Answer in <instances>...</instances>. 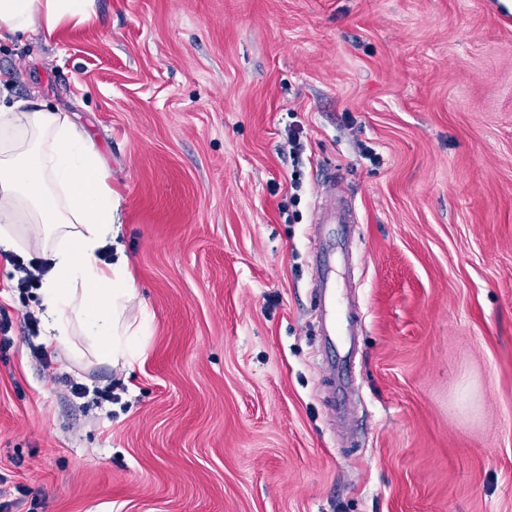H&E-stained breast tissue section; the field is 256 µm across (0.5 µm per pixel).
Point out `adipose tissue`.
Listing matches in <instances>:
<instances>
[{
    "label": "adipose tissue",
    "mask_w": 512,
    "mask_h": 512,
    "mask_svg": "<svg viewBox=\"0 0 512 512\" xmlns=\"http://www.w3.org/2000/svg\"><path fill=\"white\" fill-rule=\"evenodd\" d=\"M94 0H0V40L95 20ZM120 200L92 138L66 113L0 95V257L35 249L49 261L41 289L48 344L87 341L98 361L132 368L146 324L126 317L135 296L129 262H100L116 244Z\"/></svg>",
    "instance_id": "obj_1"
}]
</instances>
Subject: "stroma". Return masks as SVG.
<instances>
[{
	"label": "stroma",
	"mask_w": 512,
	"mask_h": 512,
	"mask_svg": "<svg viewBox=\"0 0 512 512\" xmlns=\"http://www.w3.org/2000/svg\"><path fill=\"white\" fill-rule=\"evenodd\" d=\"M0 42L121 198L133 368L51 349L0 261V512H512V23L499 0H95ZM300 131L301 164L288 155ZM360 224L356 436L331 432L308 247ZM91 394L73 398L66 379ZM112 387L115 401L94 397Z\"/></svg>",
	"instance_id": "1"
}]
</instances>
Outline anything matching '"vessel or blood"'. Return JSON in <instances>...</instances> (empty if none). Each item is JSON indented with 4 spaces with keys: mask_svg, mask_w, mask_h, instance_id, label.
Instances as JSON below:
<instances>
[{
    "mask_svg": "<svg viewBox=\"0 0 512 512\" xmlns=\"http://www.w3.org/2000/svg\"><path fill=\"white\" fill-rule=\"evenodd\" d=\"M323 202L317 211L316 222L325 229V236H314L309 247L311 257L310 285L321 301L323 341L320 363L328 380L327 403L331 411L348 413V393L353 385L352 359L336 342L341 333L357 336L361 333L363 317L359 308L348 300L340 282L339 269L346 261L355 222L353 209L342 195L344 176L330 169L321 172Z\"/></svg>",
    "mask_w": 512,
    "mask_h": 512,
    "instance_id": "obj_1",
    "label": "vessel or blood"
}]
</instances>
